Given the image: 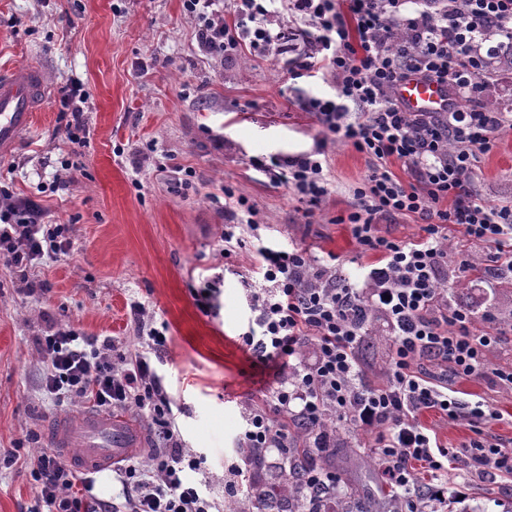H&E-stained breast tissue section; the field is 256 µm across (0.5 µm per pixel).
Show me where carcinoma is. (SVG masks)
Wrapping results in <instances>:
<instances>
[{
  "mask_svg": "<svg viewBox=\"0 0 512 512\" xmlns=\"http://www.w3.org/2000/svg\"><path fill=\"white\" fill-rule=\"evenodd\" d=\"M245 462L256 470L267 465V456L253 448L239 449ZM330 451L308 446L306 439H293L292 446L282 449L279 462L271 466L270 478L253 486L251 492L224 503V512H326L336 508L338 490L327 499L305 491L303 477L313 469L328 467Z\"/></svg>",
  "mask_w": 512,
  "mask_h": 512,
  "instance_id": "cac0c4a2",
  "label": "carcinoma"
}]
</instances>
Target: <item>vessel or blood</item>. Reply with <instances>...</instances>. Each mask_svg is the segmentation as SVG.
<instances>
[{
    "label": "vessel or blood",
    "mask_w": 512,
    "mask_h": 512,
    "mask_svg": "<svg viewBox=\"0 0 512 512\" xmlns=\"http://www.w3.org/2000/svg\"><path fill=\"white\" fill-rule=\"evenodd\" d=\"M47 85L39 67L0 69V157L14 148L30 129L32 117L45 97ZM396 97L408 112H444L452 102L447 85L420 76L399 84ZM141 440L137 424L120 413L85 410L80 415L56 419L50 433L54 448L75 447L81 472L93 473L126 460Z\"/></svg>",
    "instance_id": "obj_1"
}]
</instances>
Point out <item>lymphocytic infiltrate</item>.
Instances as JSON below:
<instances>
[{"mask_svg": "<svg viewBox=\"0 0 512 512\" xmlns=\"http://www.w3.org/2000/svg\"><path fill=\"white\" fill-rule=\"evenodd\" d=\"M276 0H182L195 22L201 51L233 56L243 47H279L269 22ZM287 0L303 22L304 51L294 77L330 73L332 97L311 96L305 111L327 137L351 145L368 160V173L354 190L357 200L345 221L362 253L375 256L363 286L338 277L332 264L299 248L261 249L258 280L249 294L254 314L239 338L247 351L273 370L265 400L243 416L238 442L244 448H284L289 423L308 428L310 445L332 448L336 432L324 416L370 433L382 487L398 493L406 512H428L444 492L449 461L467 460L484 477L512 473V448L493 443L484 426L495 413L483 402L460 404L431 365H449L455 376L491 375L512 389V370L487 369L488 350L500 341L498 327H479L473 309L452 307L441 289L448 276L445 227L461 226L471 240L492 247L487 284L512 275V203L492 205L479 193L474 166L497 136L512 131V113L481 102L495 64L487 42L512 36V0ZM233 21H226L225 12ZM420 75L449 85L455 99L445 112H407L396 88ZM84 85L61 90L71 120L68 141L84 145ZM402 163L406 177L393 170ZM270 181L289 186L315 206L330 191L326 144L296 158L254 160ZM424 220L414 241L375 235L378 219ZM72 240L63 224H49L36 201L0 190V261L32 268L68 254ZM142 350L115 351L109 338L88 336L71 324L49 323L35 343L45 370L41 389L56 407L86 400L102 411L135 408L151 422L154 453L149 467L128 462L119 471L122 494L105 500L79 488L68 462L50 448L32 453L34 500L26 512H214L216 504L189 478L207 458L183 445L170 396L154 356L165 332L134 304ZM391 329L384 388L371 387L357 357L369 314ZM424 410L466 420L474 432L462 447L440 445L416 419ZM429 481L419 486L418 472Z\"/></svg>", "mask_w": 512, "mask_h": 512, "instance_id": "1", "label": "lymphocytic infiltrate"}]
</instances>
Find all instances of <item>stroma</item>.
Returning a JSON list of instances; mask_svg holds the SVG:
<instances>
[{"instance_id":"stroma-1","label":"stroma","mask_w":512,"mask_h":512,"mask_svg":"<svg viewBox=\"0 0 512 512\" xmlns=\"http://www.w3.org/2000/svg\"><path fill=\"white\" fill-rule=\"evenodd\" d=\"M295 58L246 49L227 59L203 55L182 0H0V66H40L51 86L32 129L0 159V187L38 201L48 223L69 225L73 240L69 255L23 274L0 262V454L44 447L47 423L64 412L40 389L35 338L47 321L111 337L118 353L132 356L141 349L132 305L141 302L168 326L157 369L184 444L208 457L193 479L223 500L225 471L240 461L243 412L265 397L272 380L239 340L250 315L246 283L256 276L261 246L335 255L338 276L355 284L374 262L349 226L336 221L352 209L353 190L367 173L361 153L328 144L331 193L312 208L251 165L256 157L303 154L324 136L301 102L335 94L336 86L328 75L292 78ZM72 80L89 93L88 142L77 149L62 135L68 115L60 89ZM66 164L70 181L56 188ZM474 175L486 202H512V133L479 155ZM228 188L247 198L261 229L241 226L242 243L227 257L216 199ZM446 233L452 260L472 264L450 274L448 303L472 306L480 327L493 313L505 336L486 363L512 367V278L483 291L488 247L458 225ZM217 273L224 276L221 309L212 317L196 306L190 287ZM42 284L47 293L39 292ZM367 333L374 345L359 359L367 383L381 388L390 331L378 319ZM448 386L461 403L484 400L497 414L485 434L512 448V389L481 376ZM369 440L367 432L341 428L336 471L347 491L377 500L385 493ZM33 495L23 462L0 469V512H25ZM447 512H512V474L481 480L457 465L448 472Z\"/></svg>"}]
</instances>
